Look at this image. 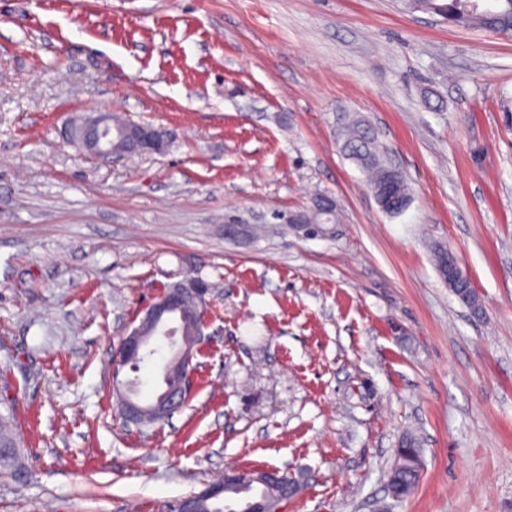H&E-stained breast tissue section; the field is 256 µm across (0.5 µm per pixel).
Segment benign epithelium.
<instances>
[{
  "label": "benign epithelium",
  "instance_id": "obj_1",
  "mask_svg": "<svg viewBox=\"0 0 512 512\" xmlns=\"http://www.w3.org/2000/svg\"><path fill=\"white\" fill-rule=\"evenodd\" d=\"M71 137L88 155L102 161L112 159L111 114L101 113L78 125ZM129 144L136 153L143 154L160 151L164 140L153 126L139 124L129 134ZM208 294L209 288L202 281L162 294L156 302L143 309L138 326L122 338L115 356V364L118 366L136 365L151 349L152 342L159 337L166 339L171 348L170 359L164 366L169 383L167 392L148 403L141 402L127 387L119 392L121 411L127 422L138 424L146 420H163L184 406L186 389L192 379V360L201 337L198 336L193 341L183 336L177 338L176 327L183 321L185 299L189 297L205 305ZM245 476L254 484L267 487L279 485L281 479L280 471L276 468L257 472L232 468L224 472L221 480L179 500L176 512H200L201 506L224 496L228 488L241 484Z\"/></svg>",
  "mask_w": 512,
  "mask_h": 512
}]
</instances>
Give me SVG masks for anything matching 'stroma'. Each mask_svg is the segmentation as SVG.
I'll list each match as a JSON object with an SVG mask.
<instances>
[{"label":"stroma","instance_id":"obj_1","mask_svg":"<svg viewBox=\"0 0 512 512\" xmlns=\"http://www.w3.org/2000/svg\"><path fill=\"white\" fill-rule=\"evenodd\" d=\"M95 112L169 144L96 160L68 132ZM356 117L411 187L400 215L339 149ZM320 193L332 234L284 224ZM190 274L191 397L128 423L117 381L151 401L169 348L135 374L115 350ZM7 409L25 477L0 472V512H171L229 467L287 472L278 512H512V35L404 0H0ZM408 434L423 473L395 501Z\"/></svg>","mask_w":512,"mask_h":512}]
</instances>
